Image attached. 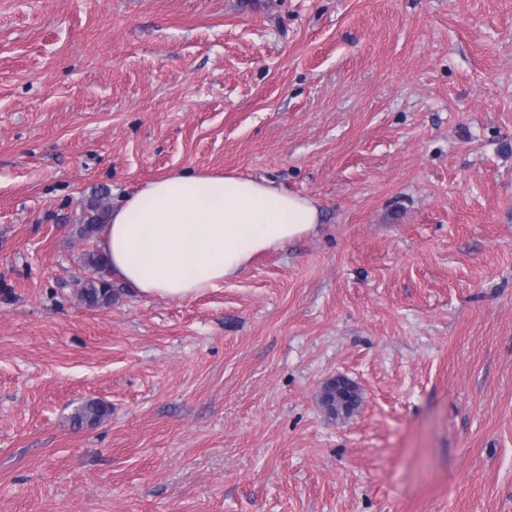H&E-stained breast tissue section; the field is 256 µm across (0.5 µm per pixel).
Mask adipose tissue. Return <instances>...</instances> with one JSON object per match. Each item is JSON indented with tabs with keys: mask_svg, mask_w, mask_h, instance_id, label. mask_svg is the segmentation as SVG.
Masks as SVG:
<instances>
[{
	"mask_svg": "<svg viewBox=\"0 0 512 512\" xmlns=\"http://www.w3.org/2000/svg\"><path fill=\"white\" fill-rule=\"evenodd\" d=\"M321 220L310 197L234 173L175 172L113 208L99 248L139 296L191 300L258 255L285 248Z\"/></svg>",
	"mask_w": 512,
	"mask_h": 512,
	"instance_id": "ef3b65f1",
	"label": "adipose tissue"
}]
</instances>
